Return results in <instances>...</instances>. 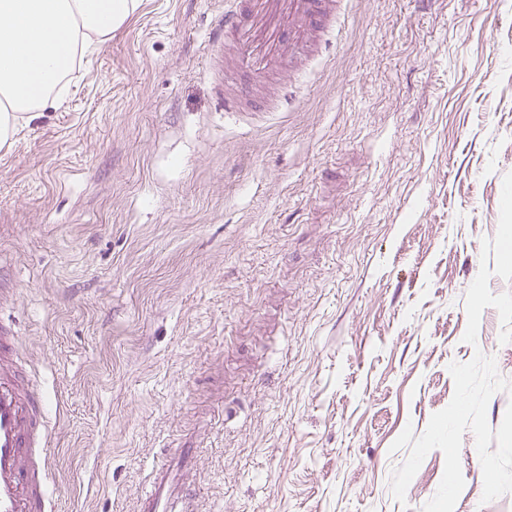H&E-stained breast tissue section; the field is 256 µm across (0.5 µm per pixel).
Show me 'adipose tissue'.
Instances as JSON below:
<instances>
[{
  "label": "adipose tissue",
  "instance_id": "ef3b65f1",
  "mask_svg": "<svg viewBox=\"0 0 512 512\" xmlns=\"http://www.w3.org/2000/svg\"><path fill=\"white\" fill-rule=\"evenodd\" d=\"M138 0H0V149L47 105H62V80L106 44Z\"/></svg>",
  "mask_w": 512,
  "mask_h": 512
}]
</instances>
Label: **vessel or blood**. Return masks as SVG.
<instances>
[{
	"mask_svg": "<svg viewBox=\"0 0 512 512\" xmlns=\"http://www.w3.org/2000/svg\"><path fill=\"white\" fill-rule=\"evenodd\" d=\"M335 9L334 0H225L206 60H219L228 47L247 66L266 70L307 47ZM15 349V337L0 324V512H48L42 473L33 462L47 440L43 401L27 391L21 371L6 369ZM194 454L174 448L153 467L138 512H200L198 495L177 475Z\"/></svg>",
	"mask_w": 512,
	"mask_h": 512,
	"instance_id": "b4317fda",
	"label": "vessel or blood"
}]
</instances>
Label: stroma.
<instances>
[{"instance_id":"obj_1","label":"stroma","mask_w":512,"mask_h":512,"mask_svg":"<svg viewBox=\"0 0 512 512\" xmlns=\"http://www.w3.org/2000/svg\"><path fill=\"white\" fill-rule=\"evenodd\" d=\"M223 11L139 0L0 151L53 512L172 448L202 512H512V0H337L228 85Z\"/></svg>"}]
</instances>
